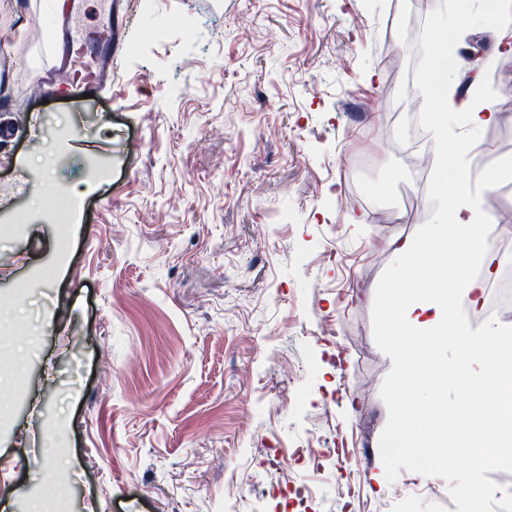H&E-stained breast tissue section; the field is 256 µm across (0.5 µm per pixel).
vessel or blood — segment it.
Wrapping results in <instances>:
<instances>
[{
	"label": "vessel or blood",
	"mask_w": 512,
	"mask_h": 512,
	"mask_svg": "<svg viewBox=\"0 0 512 512\" xmlns=\"http://www.w3.org/2000/svg\"><path fill=\"white\" fill-rule=\"evenodd\" d=\"M83 11L82 0H73L65 24L59 25V38L53 46V58L43 73L44 79L57 85L63 95L79 101L84 94H97L103 81L111 77L113 59L104 54L91 57L87 49L91 38L111 43L119 26L116 6L107 9V20L96 35H88L77 26L76 20Z\"/></svg>",
	"instance_id": "b4317fda"
}]
</instances>
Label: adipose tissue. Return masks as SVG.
<instances>
[{
  "label": "adipose tissue",
  "instance_id": "adipose-tissue-1",
  "mask_svg": "<svg viewBox=\"0 0 512 512\" xmlns=\"http://www.w3.org/2000/svg\"><path fill=\"white\" fill-rule=\"evenodd\" d=\"M435 112L428 122L433 138L454 142L440 155V168L454 166L455 181L433 184L431 206L441 221L428 222L415 237L390 241L396 266L377 297L382 334L397 361L391 387L397 412L383 441L387 448H427V474L448 465L449 453L462 461L454 476L468 507L495 498L498 487L476 480L477 472L512 446V333L485 318L473 326L471 312L482 308L486 286L502 258L486 242L488 214L481 207L495 177L479 169L462 134H449L442 119L454 108L448 60L433 70Z\"/></svg>",
  "mask_w": 512,
  "mask_h": 512
}]
</instances>
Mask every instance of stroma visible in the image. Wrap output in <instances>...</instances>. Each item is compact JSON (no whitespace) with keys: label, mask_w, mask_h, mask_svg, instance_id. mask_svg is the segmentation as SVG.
Instances as JSON below:
<instances>
[{"label":"stroma","mask_w":512,"mask_h":512,"mask_svg":"<svg viewBox=\"0 0 512 512\" xmlns=\"http://www.w3.org/2000/svg\"><path fill=\"white\" fill-rule=\"evenodd\" d=\"M411 0H122L112 78L77 104L34 76L53 0L0 13V504L66 512H466L446 475L381 443L395 359L376 299L392 236L431 213L399 146ZM440 9L484 44L512 164V53L478 0ZM80 203L58 212L70 193ZM56 446L67 468L48 465Z\"/></svg>","instance_id":"35a3bbf8"}]
</instances>
